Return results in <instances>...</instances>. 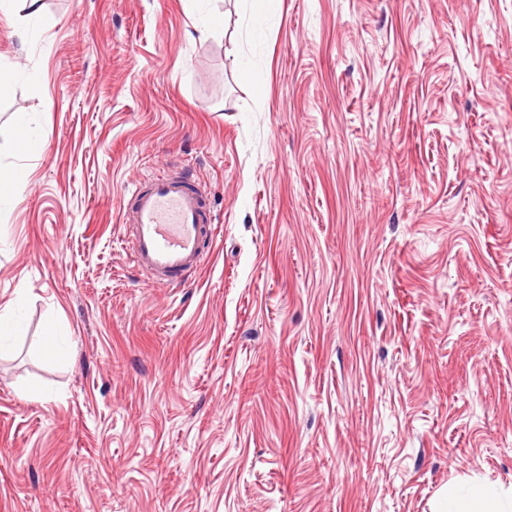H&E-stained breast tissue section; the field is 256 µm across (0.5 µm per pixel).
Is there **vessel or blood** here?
Wrapping results in <instances>:
<instances>
[{
  "label": "vessel or blood",
  "instance_id": "b4317fda",
  "mask_svg": "<svg viewBox=\"0 0 512 512\" xmlns=\"http://www.w3.org/2000/svg\"><path fill=\"white\" fill-rule=\"evenodd\" d=\"M123 212L122 242L147 287H179L207 263L214 219L191 177L162 173L137 183Z\"/></svg>",
  "mask_w": 512,
  "mask_h": 512
}]
</instances>
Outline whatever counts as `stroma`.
<instances>
[{
    "mask_svg": "<svg viewBox=\"0 0 512 512\" xmlns=\"http://www.w3.org/2000/svg\"><path fill=\"white\" fill-rule=\"evenodd\" d=\"M41 2L0 11V512L512 496V0H275L259 44L245 0ZM182 168L219 234L152 289L122 203ZM16 125L18 128L16 140L20 144V138L23 137L24 141L27 143V147L25 149L22 148L23 153L27 156L40 155L45 148L43 135L35 127H32L30 120L24 115L17 118Z\"/></svg>",
    "mask_w": 512,
    "mask_h": 512,
    "instance_id": "1",
    "label": "stroma"
}]
</instances>
